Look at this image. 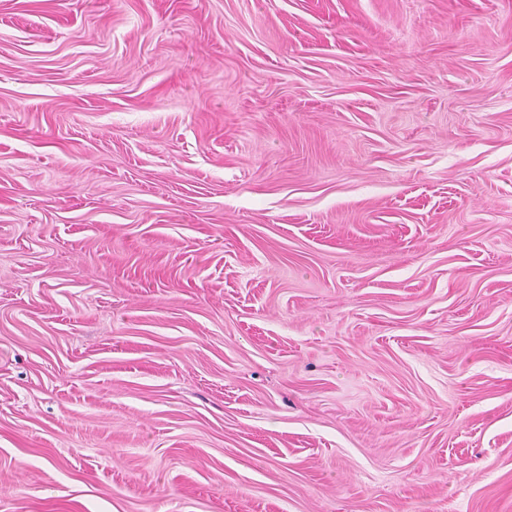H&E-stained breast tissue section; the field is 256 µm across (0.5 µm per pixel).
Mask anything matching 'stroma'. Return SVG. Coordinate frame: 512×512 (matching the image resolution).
I'll list each match as a JSON object with an SVG mask.
<instances>
[{"mask_svg": "<svg viewBox=\"0 0 512 512\" xmlns=\"http://www.w3.org/2000/svg\"><path fill=\"white\" fill-rule=\"evenodd\" d=\"M0 512H512V0H0Z\"/></svg>", "mask_w": 512, "mask_h": 512, "instance_id": "stroma-1", "label": "stroma"}]
</instances>
